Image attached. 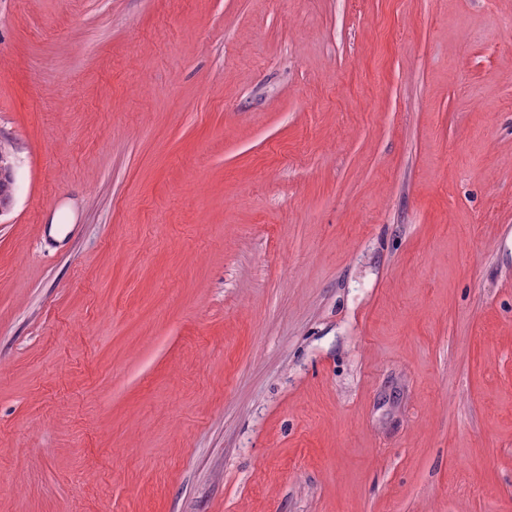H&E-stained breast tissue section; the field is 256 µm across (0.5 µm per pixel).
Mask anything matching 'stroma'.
Returning <instances> with one entry per match:
<instances>
[{
  "label": "stroma",
  "instance_id": "35a3bbf8",
  "mask_svg": "<svg viewBox=\"0 0 512 512\" xmlns=\"http://www.w3.org/2000/svg\"><path fill=\"white\" fill-rule=\"evenodd\" d=\"M508 21L0 0V512H512Z\"/></svg>",
  "mask_w": 512,
  "mask_h": 512
}]
</instances>
